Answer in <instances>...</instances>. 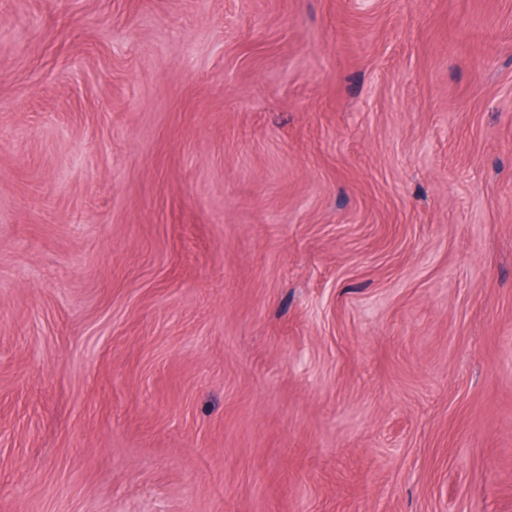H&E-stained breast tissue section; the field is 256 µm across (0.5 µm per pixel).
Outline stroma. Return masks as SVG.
Wrapping results in <instances>:
<instances>
[{
  "label": "stroma",
  "mask_w": 512,
  "mask_h": 512,
  "mask_svg": "<svg viewBox=\"0 0 512 512\" xmlns=\"http://www.w3.org/2000/svg\"><path fill=\"white\" fill-rule=\"evenodd\" d=\"M0 512H512V0H0Z\"/></svg>",
  "instance_id": "35a3bbf8"
}]
</instances>
